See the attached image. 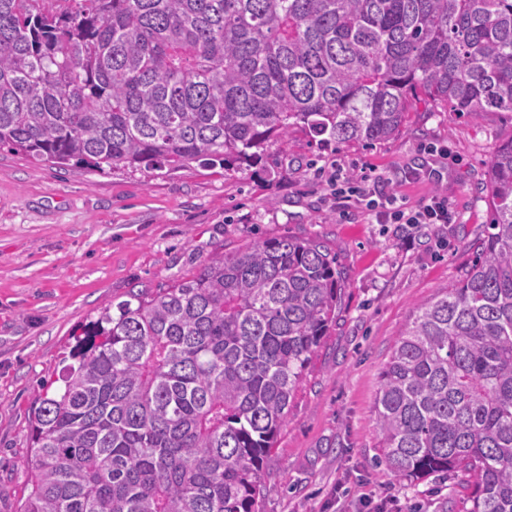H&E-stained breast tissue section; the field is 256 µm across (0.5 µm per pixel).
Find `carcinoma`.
Segmentation results:
<instances>
[{
	"label": "carcinoma",
	"mask_w": 512,
	"mask_h": 512,
	"mask_svg": "<svg viewBox=\"0 0 512 512\" xmlns=\"http://www.w3.org/2000/svg\"><path fill=\"white\" fill-rule=\"evenodd\" d=\"M512 112V0H0V149L35 162L253 167L304 131L369 146L412 101ZM458 283L382 368L380 461L462 472L468 512H512V138ZM345 288L282 238L102 310L35 411L23 512H259L263 467Z\"/></svg>",
	"instance_id": "1"
}]
</instances>
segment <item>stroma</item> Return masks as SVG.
I'll return each mask as SVG.
<instances>
[{
    "label": "stroma",
    "instance_id": "stroma-1",
    "mask_svg": "<svg viewBox=\"0 0 512 512\" xmlns=\"http://www.w3.org/2000/svg\"><path fill=\"white\" fill-rule=\"evenodd\" d=\"M512 112L478 121L418 104L371 146H318L301 131L261 166L173 174L36 164L0 150V512L31 483L33 414L64 385L78 337L104 307L279 238L321 242L345 277L264 470L261 512H467L462 474L404 480L378 463L380 373L417 308L454 285L489 231L487 161ZM380 178L407 206L446 197L449 224H389L336 207L337 183Z\"/></svg>",
    "mask_w": 512,
    "mask_h": 512
}]
</instances>
